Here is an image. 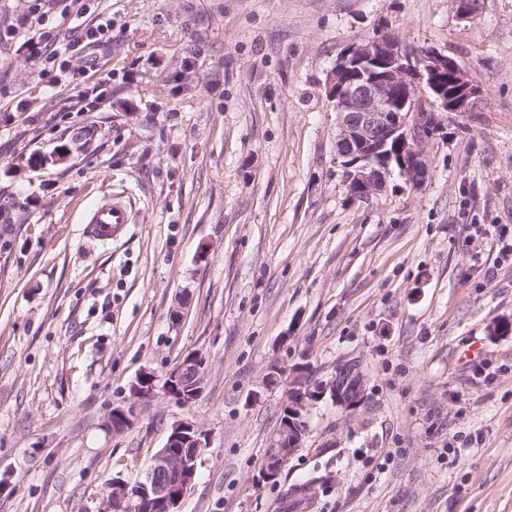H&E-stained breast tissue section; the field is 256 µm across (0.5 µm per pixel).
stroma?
Segmentation results:
<instances>
[{"label":"stroma","instance_id":"35a3bbf8","mask_svg":"<svg viewBox=\"0 0 512 512\" xmlns=\"http://www.w3.org/2000/svg\"><path fill=\"white\" fill-rule=\"evenodd\" d=\"M41 4L67 69L45 86L13 30ZM95 63L66 51L68 0H0V512H96L172 424L211 438L181 512H512V0H85ZM389 32L485 92L425 146L421 188L351 197L327 75ZM101 96L87 107L80 90ZM94 135L76 147L78 131ZM130 199L117 239L90 206ZM202 353L197 399L164 392L105 426L144 372ZM360 363L277 483L255 477L288 403ZM330 473L311 498L285 489ZM100 19L92 20L86 25L85 32L74 40L71 51L84 52L88 56L91 51L98 50L103 45L104 32L112 31V22L107 20L105 23H98Z\"/></svg>","mask_w":512,"mask_h":512}]
</instances>
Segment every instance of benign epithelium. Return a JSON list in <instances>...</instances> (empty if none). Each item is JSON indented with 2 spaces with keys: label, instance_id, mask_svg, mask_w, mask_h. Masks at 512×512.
I'll return each instance as SVG.
<instances>
[{
  "label": "benign epithelium",
  "instance_id": "1",
  "mask_svg": "<svg viewBox=\"0 0 512 512\" xmlns=\"http://www.w3.org/2000/svg\"><path fill=\"white\" fill-rule=\"evenodd\" d=\"M326 96L335 102L336 160L345 182L369 200L381 194L392 171L411 185L430 177L425 146L440 127L436 113L474 112L484 100L465 68L433 48L411 50L386 33L354 43L337 58L325 83ZM206 361L199 353L183 356L166 374L165 392L182 404L201 392ZM367 378L360 365L346 361L327 380L289 382L286 415L280 421L270 458L257 481L276 482L288 459L307 437L306 416L311 406L328 398L353 413L367 399ZM154 377L144 374L131 387L137 402L153 398ZM132 408L114 407L107 425L130 423ZM208 433L181 420L170 428L167 444L150 459L143 478L108 483L98 512H180L194 483L197 461L209 447Z\"/></svg>",
  "mask_w": 512,
  "mask_h": 512
}]
</instances>
